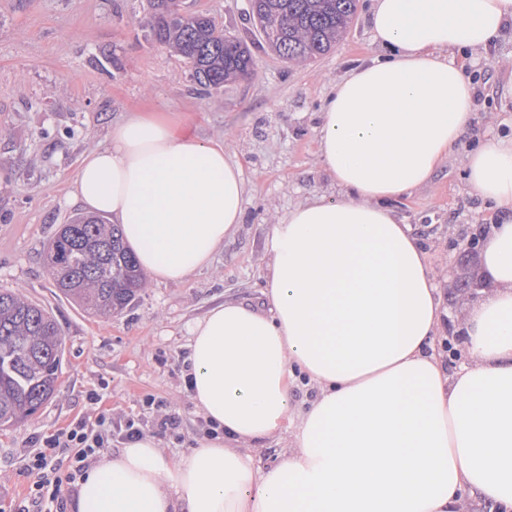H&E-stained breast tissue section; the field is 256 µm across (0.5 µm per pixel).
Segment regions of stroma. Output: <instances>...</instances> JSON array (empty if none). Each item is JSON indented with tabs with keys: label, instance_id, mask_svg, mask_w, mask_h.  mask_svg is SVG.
I'll use <instances>...</instances> for the list:
<instances>
[{
	"label": "stroma",
	"instance_id": "stroma-1",
	"mask_svg": "<svg viewBox=\"0 0 512 512\" xmlns=\"http://www.w3.org/2000/svg\"><path fill=\"white\" fill-rule=\"evenodd\" d=\"M359 0L346 35L313 62H287L265 43L248 0H180L209 14L253 52L243 79L199 90L187 63L153 41L148 0H0V288L20 290L60 323L64 358L54 397L18 427L0 431V512H22L36 479L37 442L75 419L134 418L173 458L206 422L183 386L189 327L225 300L258 301L266 226L317 194L338 198L317 157V114L336 78L377 53ZM479 95L472 126L431 181L393 208L428 252L448 315L435 338L446 372L468 363L462 327L487 286L459 233L480 235L495 207L473 194L465 157L485 136L512 135V27L488 57L467 65ZM177 112L202 140H220L244 172V221L212 264L182 283H151L121 314L98 317L60 295L45 263L49 240L80 207L72 200L82 157L105 146L128 112ZM179 421L162 430L165 416Z\"/></svg>",
	"mask_w": 512,
	"mask_h": 512
}]
</instances>
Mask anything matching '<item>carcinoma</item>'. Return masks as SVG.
<instances>
[{
	"label": "carcinoma",
	"mask_w": 512,
	"mask_h": 512,
	"mask_svg": "<svg viewBox=\"0 0 512 512\" xmlns=\"http://www.w3.org/2000/svg\"><path fill=\"white\" fill-rule=\"evenodd\" d=\"M357 0H249V15L268 46L286 61H313L344 33ZM154 40L172 46L203 91L249 76L255 60L241 39L224 34L207 14L183 16L176 0H150ZM55 288L85 311L110 315L126 308L145 278L121 225L76 216L48 245ZM64 355L57 318L9 288H0V430L34 415L54 395Z\"/></svg>",
	"instance_id": "obj_1"
}]
</instances>
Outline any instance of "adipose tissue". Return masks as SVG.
Wrapping results in <instances>:
<instances>
[{
  "label": "adipose tissue",
  "mask_w": 512,
  "mask_h": 512,
  "mask_svg": "<svg viewBox=\"0 0 512 512\" xmlns=\"http://www.w3.org/2000/svg\"><path fill=\"white\" fill-rule=\"evenodd\" d=\"M512 0H372L380 47L337 79L318 158L339 191L266 228L264 301L227 300L190 326L184 385L213 430L173 459L145 434L84 474L73 512H459L465 490L512 512V138L466 157L498 214L480 253L491 291L463 325L455 373L433 349L446 311L426 253L390 203L468 134L476 87L456 52L488 51ZM220 142L167 112L113 124L82 158L75 202L121 224L148 280L208 266L245 212ZM316 397L295 412L291 389ZM295 424L266 467L248 446Z\"/></svg>",
  "instance_id": "ef3b65f1"
}]
</instances>
